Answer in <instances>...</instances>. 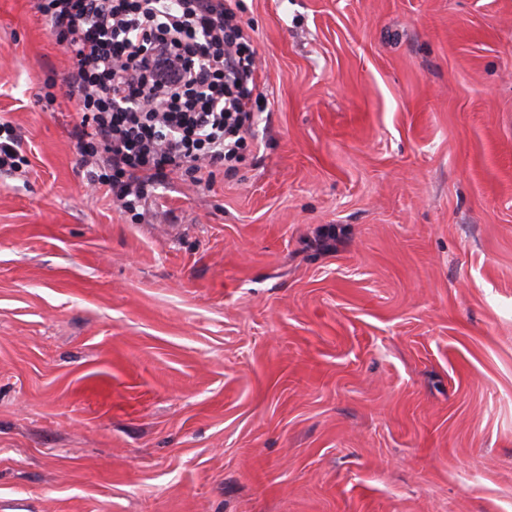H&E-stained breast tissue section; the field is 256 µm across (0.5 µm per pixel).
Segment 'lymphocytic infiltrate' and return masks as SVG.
Segmentation results:
<instances>
[{"label": "lymphocytic infiltrate", "instance_id": "1", "mask_svg": "<svg viewBox=\"0 0 512 512\" xmlns=\"http://www.w3.org/2000/svg\"><path fill=\"white\" fill-rule=\"evenodd\" d=\"M237 0H35L69 61L65 97L81 114L87 173L121 209L178 172L203 184L233 165L264 95Z\"/></svg>", "mask_w": 512, "mask_h": 512}]
</instances>
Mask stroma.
Masks as SVG:
<instances>
[{
    "label": "stroma",
    "mask_w": 512,
    "mask_h": 512,
    "mask_svg": "<svg viewBox=\"0 0 512 512\" xmlns=\"http://www.w3.org/2000/svg\"><path fill=\"white\" fill-rule=\"evenodd\" d=\"M236 172L91 190L0 0V512H512V0H241ZM22 161L21 138L9 122L0 121V171L16 172Z\"/></svg>",
    "instance_id": "1"
}]
</instances>
